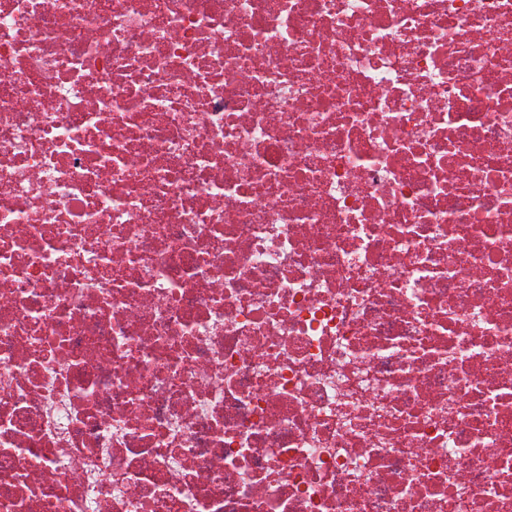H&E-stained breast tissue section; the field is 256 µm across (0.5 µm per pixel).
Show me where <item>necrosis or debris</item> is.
Listing matches in <instances>:
<instances>
[{"label":"necrosis or debris","mask_w":512,"mask_h":512,"mask_svg":"<svg viewBox=\"0 0 512 512\" xmlns=\"http://www.w3.org/2000/svg\"><path fill=\"white\" fill-rule=\"evenodd\" d=\"M0 512H512V0H0Z\"/></svg>","instance_id":"necrosis-or-debris-1"}]
</instances>
